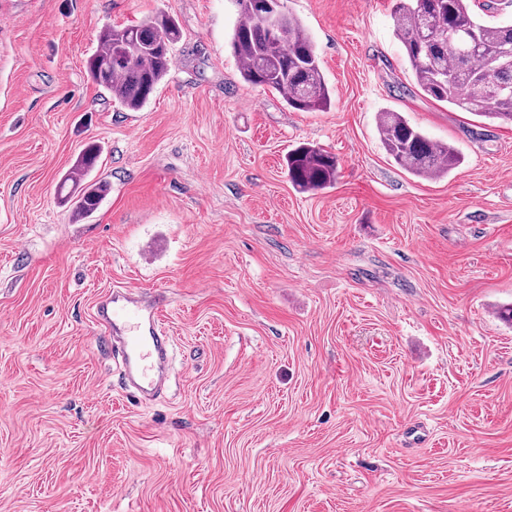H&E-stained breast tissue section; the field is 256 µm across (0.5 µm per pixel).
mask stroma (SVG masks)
Returning <instances> with one entry per match:
<instances>
[{
  "instance_id": "1",
  "label": "stroma",
  "mask_w": 512,
  "mask_h": 512,
  "mask_svg": "<svg viewBox=\"0 0 512 512\" xmlns=\"http://www.w3.org/2000/svg\"><path fill=\"white\" fill-rule=\"evenodd\" d=\"M333 104L246 84L234 0H0V512H512V123L434 101L392 0H284ZM182 36L147 103L89 78L102 28ZM401 112L463 162L414 176ZM339 160L302 192L283 158ZM109 192L76 221L82 149ZM165 292V394L121 383L95 305ZM285 166L289 181L300 191H315L336 182L338 160L331 152L303 143L288 153Z\"/></svg>"
}]
</instances>
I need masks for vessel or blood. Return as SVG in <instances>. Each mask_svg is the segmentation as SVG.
I'll return each mask as SVG.
<instances>
[{
  "label": "vessel or blood",
  "instance_id": "obj_1",
  "mask_svg": "<svg viewBox=\"0 0 512 512\" xmlns=\"http://www.w3.org/2000/svg\"><path fill=\"white\" fill-rule=\"evenodd\" d=\"M164 298L140 301L134 289L110 291L96 304L95 318L109 345L122 357V370L138 397L158 392L169 362L171 338L160 325Z\"/></svg>",
  "mask_w": 512,
  "mask_h": 512
}]
</instances>
